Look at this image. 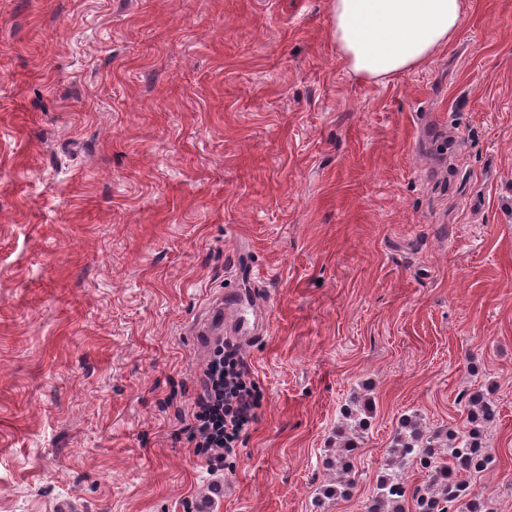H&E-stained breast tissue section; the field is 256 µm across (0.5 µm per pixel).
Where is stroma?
<instances>
[{
  "mask_svg": "<svg viewBox=\"0 0 512 512\" xmlns=\"http://www.w3.org/2000/svg\"><path fill=\"white\" fill-rule=\"evenodd\" d=\"M329 4L0 0V512H363L402 416L461 429L477 386L471 487L512 512V0L379 81ZM237 255L263 399L213 496L175 417ZM372 412L373 405L369 398L356 399L352 408L344 413L343 420L336 425V439L340 441V448L336 450V471L339 472V478L336 484L324 486L322 495L325 498L345 497L351 493L354 487L351 452L358 448L357 442L366 430Z\"/></svg>",
  "mask_w": 512,
  "mask_h": 512,
  "instance_id": "stroma-1",
  "label": "stroma"
}]
</instances>
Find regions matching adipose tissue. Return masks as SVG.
<instances>
[{
    "mask_svg": "<svg viewBox=\"0 0 512 512\" xmlns=\"http://www.w3.org/2000/svg\"><path fill=\"white\" fill-rule=\"evenodd\" d=\"M465 7V0H330L331 35L354 75L387 78L448 46Z\"/></svg>",
    "mask_w": 512,
    "mask_h": 512,
    "instance_id": "obj_1",
    "label": "adipose tissue"
}]
</instances>
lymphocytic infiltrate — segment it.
<instances>
[{
  "mask_svg": "<svg viewBox=\"0 0 512 512\" xmlns=\"http://www.w3.org/2000/svg\"><path fill=\"white\" fill-rule=\"evenodd\" d=\"M261 400L237 350L216 345L197 377L193 412L182 419L180 431L211 470H221L225 452L256 422Z\"/></svg>",
  "mask_w": 512,
  "mask_h": 512,
  "instance_id": "f902f5d3",
  "label": "lymphocytic infiltrate"
}]
</instances>
